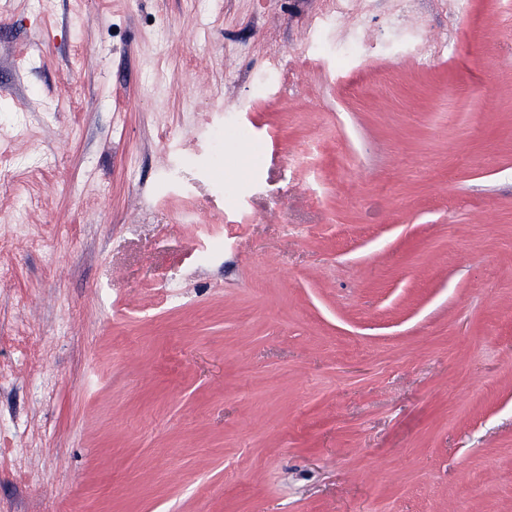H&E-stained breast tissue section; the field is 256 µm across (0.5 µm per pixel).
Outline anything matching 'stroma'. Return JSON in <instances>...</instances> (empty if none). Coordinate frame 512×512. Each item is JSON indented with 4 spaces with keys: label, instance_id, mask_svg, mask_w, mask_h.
<instances>
[{
    "label": "stroma",
    "instance_id": "35a3bbf8",
    "mask_svg": "<svg viewBox=\"0 0 512 512\" xmlns=\"http://www.w3.org/2000/svg\"><path fill=\"white\" fill-rule=\"evenodd\" d=\"M0 163V512H512V0H0Z\"/></svg>",
    "mask_w": 512,
    "mask_h": 512
}]
</instances>
